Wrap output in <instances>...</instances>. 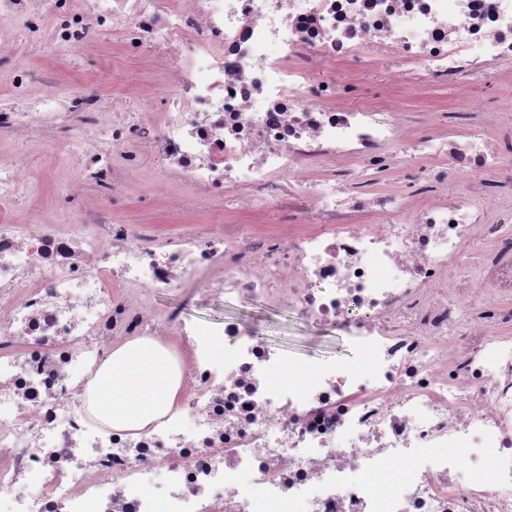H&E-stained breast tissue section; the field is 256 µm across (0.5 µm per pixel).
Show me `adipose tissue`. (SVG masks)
<instances>
[{
	"mask_svg": "<svg viewBox=\"0 0 512 512\" xmlns=\"http://www.w3.org/2000/svg\"><path fill=\"white\" fill-rule=\"evenodd\" d=\"M179 392L180 372L170 353L126 344L95 374L90 410L108 426L139 430L174 409Z\"/></svg>",
	"mask_w": 512,
	"mask_h": 512,
	"instance_id": "ef3b65f1",
	"label": "adipose tissue"
}]
</instances>
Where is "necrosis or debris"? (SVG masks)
<instances>
[{"mask_svg":"<svg viewBox=\"0 0 512 512\" xmlns=\"http://www.w3.org/2000/svg\"><path fill=\"white\" fill-rule=\"evenodd\" d=\"M109 33L152 72L148 108L26 54ZM0 48V142L55 143L87 200L77 224L17 219L38 187L0 160V512H512V188L486 180L512 116L482 101L423 132L348 67L385 64L391 97L512 82V0H0ZM150 156L192 197L127 215ZM166 288L270 301L368 364L274 381L280 352L155 311ZM134 341L174 348L182 402L99 426L90 381Z\"/></svg>","mask_w":512,"mask_h":512,"instance_id":"1","label":"necrosis or debris"}]
</instances>
